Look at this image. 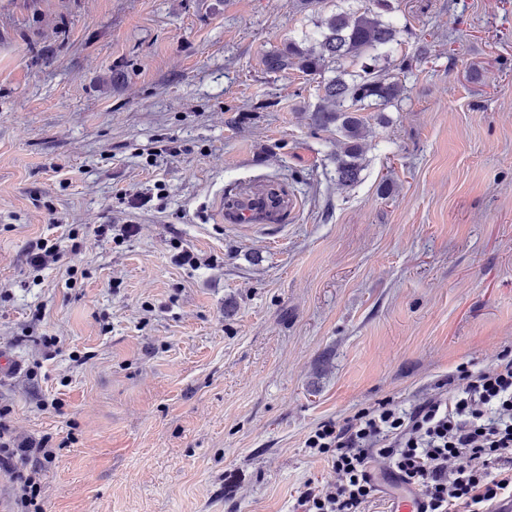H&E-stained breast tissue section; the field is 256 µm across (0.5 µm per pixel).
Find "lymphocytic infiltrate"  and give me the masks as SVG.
<instances>
[{
	"label": "lymphocytic infiltrate",
	"mask_w": 512,
	"mask_h": 512,
	"mask_svg": "<svg viewBox=\"0 0 512 512\" xmlns=\"http://www.w3.org/2000/svg\"><path fill=\"white\" fill-rule=\"evenodd\" d=\"M444 384V392L407 409L386 401L320 424L305 446L341 480L307 486L299 512H366L379 492V458L417 489L423 512H493L512 497V354L486 370L459 367ZM9 414L0 404V465L13 473L20 512H41L37 476L55 452L48 439L16 438Z\"/></svg>",
	"instance_id": "1"
}]
</instances>
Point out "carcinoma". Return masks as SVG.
<instances>
[{
    "instance_id": "1",
    "label": "carcinoma",
    "mask_w": 512,
    "mask_h": 512,
    "mask_svg": "<svg viewBox=\"0 0 512 512\" xmlns=\"http://www.w3.org/2000/svg\"><path fill=\"white\" fill-rule=\"evenodd\" d=\"M393 0H371L362 11H333L317 23L308 41H288L268 52L270 72L297 69L323 78V104L311 114L315 130L336 127L341 150L336 152V182L349 186L363 170L366 118L362 112L395 103L404 87L381 62L400 44L404 29L391 20Z\"/></svg>"
}]
</instances>
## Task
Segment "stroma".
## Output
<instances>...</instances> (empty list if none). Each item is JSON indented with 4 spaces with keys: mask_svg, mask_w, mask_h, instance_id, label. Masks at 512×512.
<instances>
[{
    "mask_svg": "<svg viewBox=\"0 0 512 512\" xmlns=\"http://www.w3.org/2000/svg\"><path fill=\"white\" fill-rule=\"evenodd\" d=\"M394 6L404 96L342 187L317 80L264 66L292 0H0V402L56 449L43 512H294L319 424L512 352V0ZM269 180L281 225L217 224ZM60 257L59 247L56 244L48 245L44 239H38L31 244L29 261L36 271L56 263Z\"/></svg>",
    "mask_w": 512,
    "mask_h": 512,
    "instance_id": "1",
    "label": "stroma"
}]
</instances>
